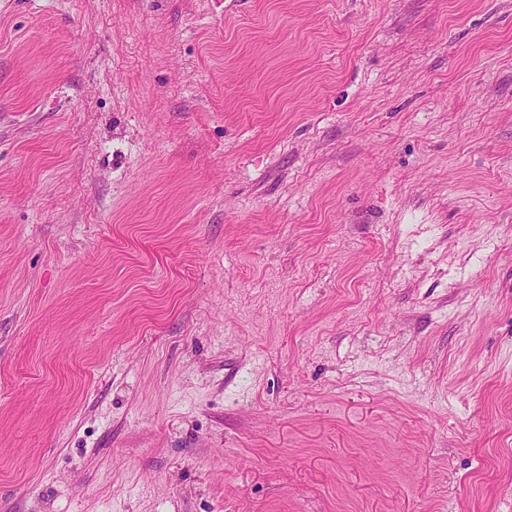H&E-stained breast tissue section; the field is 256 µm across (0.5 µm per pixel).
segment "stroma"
I'll return each mask as SVG.
<instances>
[{
    "mask_svg": "<svg viewBox=\"0 0 512 512\" xmlns=\"http://www.w3.org/2000/svg\"><path fill=\"white\" fill-rule=\"evenodd\" d=\"M0 512H512V0H0Z\"/></svg>",
    "mask_w": 512,
    "mask_h": 512,
    "instance_id": "obj_1",
    "label": "stroma"
}]
</instances>
